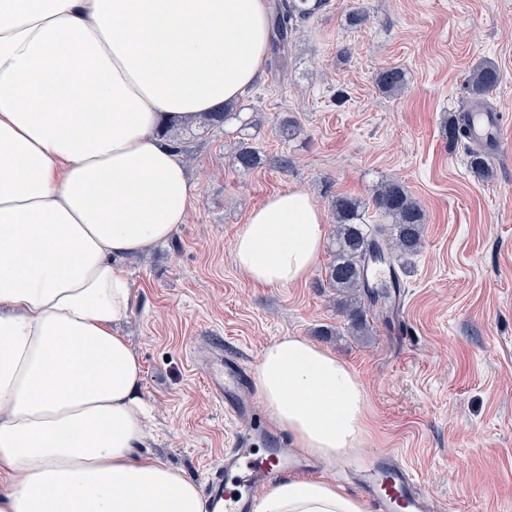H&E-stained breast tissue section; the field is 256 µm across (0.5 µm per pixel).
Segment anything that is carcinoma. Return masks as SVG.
<instances>
[{"label":"carcinoma","mask_w":512,"mask_h":512,"mask_svg":"<svg viewBox=\"0 0 512 512\" xmlns=\"http://www.w3.org/2000/svg\"><path fill=\"white\" fill-rule=\"evenodd\" d=\"M327 4L328 0H280L272 20L279 44L286 46L297 24L309 21ZM375 81L381 91L394 93L404 86L405 74L397 67H384L376 73ZM500 81V71L494 64L480 63L470 73L469 95L481 103ZM234 163L240 171L249 172L260 164L259 151L243 143L235 153ZM468 165L484 178L493 176L490 156L480 148L469 152ZM372 205L383 222L366 223L362 206L355 198L337 195L331 201L336 219L335 249L326 280L329 287L342 294L348 328L360 336L370 332L369 316L382 296L368 283L366 266L377 261L389 264L394 268L393 277L383 289L398 288L400 273L423 246L424 211L402 184L391 181L381 185Z\"/></svg>","instance_id":"obj_1"}]
</instances>
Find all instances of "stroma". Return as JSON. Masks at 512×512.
Instances as JSON below:
<instances>
[{
  "label": "stroma",
  "instance_id": "stroma-1",
  "mask_svg": "<svg viewBox=\"0 0 512 512\" xmlns=\"http://www.w3.org/2000/svg\"><path fill=\"white\" fill-rule=\"evenodd\" d=\"M357 10L367 20L354 27ZM486 61L501 73L488 102L512 120V0H330L287 56L267 51L239 120L184 131L199 184L187 222L120 262L138 296L121 333L152 407L140 452L203 482L237 433L267 420L253 386L242 414L225 416L204 379L212 342L252 369L270 342L302 336L346 362L368 396L367 443L314 461L310 476L360 493L364 464L391 454L432 512H512V123L489 179L447 131ZM387 66L406 74L393 95L374 81ZM243 137L263 155L248 173L233 162ZM388 180L426 214L398 331L379 316L369 335L348 333L325 278L331 243L298 284L258 287L235 267L234 234L270 195L302 190L328 219L336 194L367 203Z\"/></svg>",
  "mask_w": 512,
  "mask_h": 512
}]
</instances>
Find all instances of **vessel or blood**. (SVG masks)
<instances>
[{
    "instance_id": "vessel-or-blood-1",
    "label": "vessel or blood",
    "mask_w": 512,
    "mask_h": 512,
    "mask_svg": "<svg viewBox=\"0 0 512 512\" xmlns=\"http://www.w3.org/2000/svg\"><path fill=\"white\" fill-rule=\"evenodd\" d=\"M506 123L500 112L474 113L468 127V138L475 143H501ZM206 381L214 396L223 401L228 414L241 410L239 395L246 381L244 369L234 360L216 356L206 366ZM252 437H235L224 454V464L212 471L204 487L203 497L209 512H255L260 494L280 477L305 469L302 455L275 452L256 458L251 448ZM364 481L370 489L379 512H392L394 501H401L406 512H429V504L419 492L414 474L402 465L380 457L363 469Z\"/></svg>"
}]
</instances>
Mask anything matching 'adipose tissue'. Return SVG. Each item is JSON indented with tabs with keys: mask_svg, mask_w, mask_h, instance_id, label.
<instances>
[{
	"mask_svg": "<svg viewBox=\"0 0 512 512\" xmlns=\"http://www.w3.org/2000/svg\"><path fill=\"white\" fill-rule=\"evenodd\" d=\"M264 0H0V512H205L195 481L140 455L141 362L118 325L148 254L198 196L165 130L240 100L261 73ZM325 238L298 189L252 210L235 266L306 280ZM265 411L332 461L367 433L366 390L301 336L263 349ZM256 512H368L336 482L286 476Z\"/></svg>",
	"mask_w": 512,
	"mask_h": 512,
	"instance_id": "ef3b65f1",
	"label": "adipose tissue"
}]
</instances>
